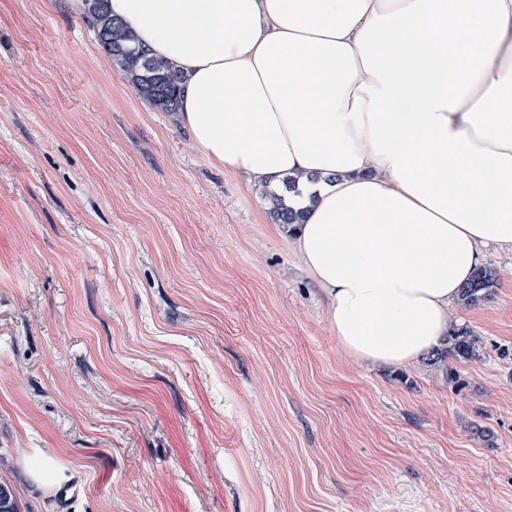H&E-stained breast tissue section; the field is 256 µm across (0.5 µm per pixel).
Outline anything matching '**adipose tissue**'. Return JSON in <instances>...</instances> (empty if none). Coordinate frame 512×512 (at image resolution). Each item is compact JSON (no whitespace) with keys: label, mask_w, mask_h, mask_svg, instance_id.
Masks as SVG:
<instances>
[{"label":"adipose tissue","mask_w":512,"mask_h":512,"mask_svg":"<svg viewBox=\"0 0 512 512\" xmlns=\"http://www.w3.org/2000/svg\"><path fill=\"white\" fill-rule=\"evenodd\" d=\"M184 77L178 118L288 232L357 363L438 349L512 247V0H108Z\"/></svg>","instance_id":"ef3b65f1"}]
</instances>
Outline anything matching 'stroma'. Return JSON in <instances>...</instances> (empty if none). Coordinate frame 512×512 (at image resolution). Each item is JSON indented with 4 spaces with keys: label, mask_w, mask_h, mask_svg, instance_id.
I'll return each mask as SVG.
<instances>
[{
    "label": "stroma",
    "mask_w": 512,
    "mask_h": 512,
    "mask_svg": "<svg viewBox=\"0 0 512 512\" xmlns=\"http://www.w3.org/2000/svg\"><path fill=\"white\" fill-rule=\"evenodd\" d=\"M269 202L76 0H0V480L19 512H512V248L459 386L342 350ZM67 496H60L61 486Z\"/></svg>",
    "instance_id": "1"
}]
</instances>
